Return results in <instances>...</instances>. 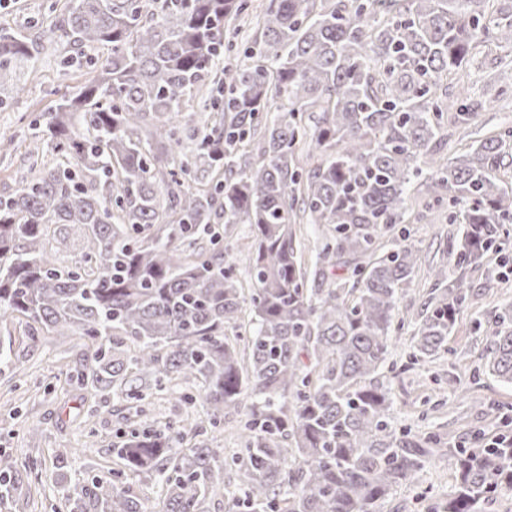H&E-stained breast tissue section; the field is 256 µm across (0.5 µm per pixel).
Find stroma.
Masks as SVG:
<instances>
[{"label": "stroma", "instance_id": "obj_1", "mask_svg": "<svg viewBox=\"0 0 512 512\" xmlns=\"http://www.w3.org/2000/svg\"><path fill=\"white\" fill-rule=\"evenodd\" d=\"M66 0H0V20L15 28L31 27L45 42L63 16ZM61 51L47 47L35 54L24 79L25 94L0 110V135L16 136L14 150L0 154V194L14 192L31 177L33 125L42 123L58 100L81 85L84 70L62 73ZM512 58V48H480L467 70L465 84L472 98L488 101L473 126L489 135L512 126V70L499 67ZM419 249L421 263L447 258L446 243L456 233L441 210L405 230L382 234L385 246L399 243L402 232ZM470 280L483 292L464 308L448 338L449 352L441 358L411 363L410 336L398 333L389 348L379 381L390 388V422L394 430L442 435L448 451L418 471L413 482L394 487L380 512H429L446 501L457 485L455 460L450 453L465 433L478 429L485 437L501 430V415L512 408V385L484 370L486 337L476 324L512 300V269L490 256ZM78 336H32L11 317L0 316V350L9 352L0 364V458L15 466L33 465L30 501L0 500V512H72L78 491L90 487L93 477L107 476L117 458L128 427L112 410L111 398L91 402L85 390L66 376L82 352ZM456 388H449V379ZM97 407V437L86 447L85 415Z\"/></svg>", "mask_w": 512, "mask_h": 512}]
</instances>
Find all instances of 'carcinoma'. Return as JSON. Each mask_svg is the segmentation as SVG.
I'll return each instance as SVG.
<instances>
[{"mask_svg":"<svg viewBox=\"0 0 512 512\" xmlns=\"http://www.w3.org/2000/svg\"><path fill=\"white\" fill-rule=\"evenodd\" d=\"M489 2L70 0L52 33L70 48L63 66L92 75L48 113L39 138L52 159L0 195V315L83 338L72 378L131 411L122 469L92 480L80 509L145 512L125 481L147 472L163 512H207L219 489L248 512H379L431 462L439 435L392 432L377 376L407 324L414 360L448 352L470 271L512 235V195L496 174L512 128L450 163L436 156L448 129L486 108L449 85L480 44L512 47V18ZM253 22L242 60L220 66ZM37 50L0 24V86L23 93ZM195 99L213 119L187 135ZM444 204L458 208L454 275L430 269L421 320L397 322L418 248L382 252L379 234ZM304 222L325 227L310 271L296 242ZM239 224L250 225L243 258L221 245ZM477 329L489 374L512 385V302ZM190 384L180 400H202L213 426L252 386L230 456L204 442L177 449L203 432L195 419H143L154 392ZM451 452L458 485L440 512H481L512 490V435ZM227 469L241 479L233 489ZM24 485L0 467V497Z\"/></svg>","mask_w":512,"mask_h":512,"instance_id":"obj_1","label":"carcinoma"}]
</instances>
